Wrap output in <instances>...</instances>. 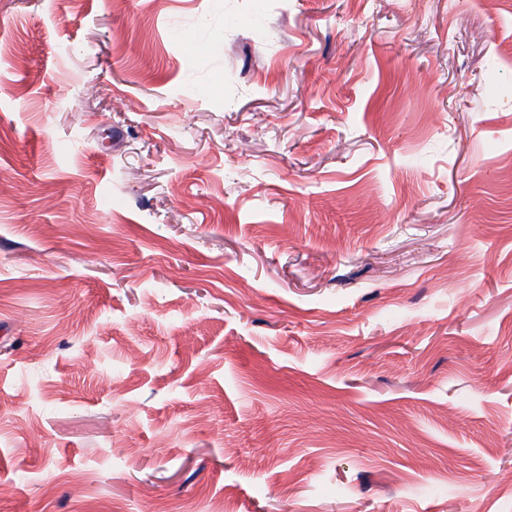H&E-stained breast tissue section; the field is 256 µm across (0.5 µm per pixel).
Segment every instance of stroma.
<instances>
[{"instance_id":"1","label":"stroma","mask_w":512,"mask_h":512,"mask_svg":"<svg viewBox=\"0 0 512 512\" xmlns=\"http://www.w3.org/2000/svg\"><path fill=\"white\" fill-rule=\"evenodd\" d=\"M510 46L0 0V512H512Z\"/></svg>"}]
</instances>
